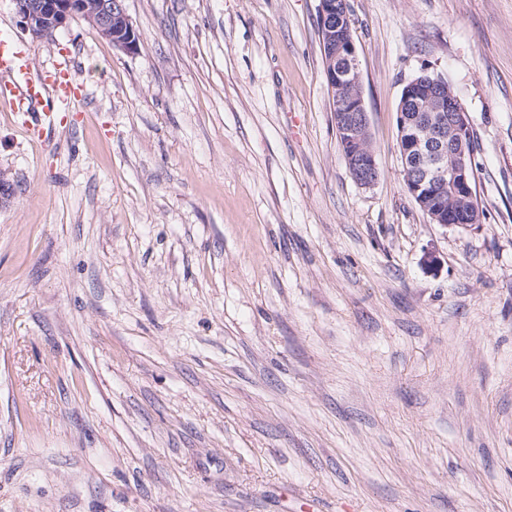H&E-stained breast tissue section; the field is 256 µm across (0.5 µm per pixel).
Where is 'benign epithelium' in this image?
Segmentation results:
<instances>
[{
  "instance_id": "1",
  "label": "benign epithelium",
  "mask_w": 512,
  "mask_h": 512,
  "mask_svg": "<svg viewBox=\"0 0 512 512\" xmlns=\"http://www.w3.org/2000/svg\"><path fill=\"white\" fill-rule=\"evenodd\" d=\"M20 30L45 39L76 17L86 19L102 38L125 54L138 50L139 38L125 0H11ZM320 44L329 53L325 77L342 154L354 181L371 187L380 168L370 136L369 113L348 12L336 0H319ZM406 110L399 113L402 173L407 190L431 223L454 227L452 204H471L470 223L481 220L472 195V166L467 154L470 119L441 78L416 77L403 88Z\"/></svg>"
}]
</instances>
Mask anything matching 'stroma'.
I'll return each instance as SVG.
<instances>
[{"mask_svg":"<svg viewBox=\"0 0 512 512\" xmlns=\"http://www.w3.org/2000/svg\"><path fill=\"white\" fill-rule=\"evenodd\" d=\"M318 6L126 0L128 55L0 0L84 87L42 145L0 112V512H512V0H347L369 188ZM422 74L470 116L479 224L406 189ZM337 0H320V44L330 101L336 123L338 146L354 181L363 187L374 186L380 168L370 136L369 113L360 79L359 60L347 6L340 13ZM325 48L329 53L326 63ZM345 91L340 95L339 91ZM336 91L337 94H336Z\"/></svg>","mask_w":512,"mask_h":512,"instance_id":"stroma-1","label":"stroma"}]
</instances>
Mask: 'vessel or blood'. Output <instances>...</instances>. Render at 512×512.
<instances>
[{
	"instance_id": "b4317fda",
	"label": "vessel or blood",
	"mask_w": 512,
	"mask_h": 512,
	"mask_svg": "<svg viewBox=\"0 0 512 512\" xmlns=\"http://www.w3.org/2000/svg\"><path fill=\"white\" fill-rule=\"evenodd\" d=\"M79 98L69 64L33 70L26 52L0 37V111L16 113L31 140L43 139L48 113L73 108Z\"/></svg>"
}]
</instances>
